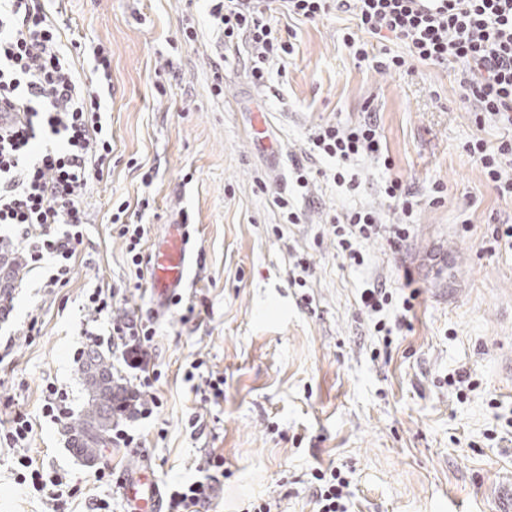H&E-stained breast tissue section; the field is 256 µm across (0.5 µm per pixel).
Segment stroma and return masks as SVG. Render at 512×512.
Instances as JSON below:
<instances>
[{
	"label": "stroma",
	"mask_w": 512,
	"mask_h": 512,
	"mask_svg": "<svg viewBox=\"0 0 512 512\" xmlns=\"http://www.w3.org/2000/svg\"><path fill=\"white\" fill-rule=\"evenodd\" d=\"M63 41L101 43L112 52V94L104 107L112 127L111 170L85 195L88 222L67 286L48 289L50 261L23 268L13 309L0 321V435L14 412L33 425L24 447L0 438V512H86L104 499L112 512L126 504L115 482H96L94 469L120 470L127 448L102 449L95 465L70 448L67 424L42 413L52 383L73 412L85 392L75 358L87 347L89 315L82 303L99 286L119 290L114 315H149L148 286L129 284L125 245L111 222L113 205L146 197L144 253L167 224H193L192 265L184 305L156 321L152 358L162 376V405L127 429L142 443L161 487L195 479L211 452L224 455L216 512H244L250 501L275 500L272 512H315L313 468L351 472L349 512H504L512 505V250L492 249L493 230L512 223V199L500 198L465 150L496 144L512 130L477 124L460 102L453 70L427 64L412 74L358 65L343 43L355 22L334 12L315 22L279 10L273 20L294 36V52L253 87L246 48L224 45L206 0H49ZM193 22L195 43L183 45ZM224 92L214 95L213 65ZM379 117L395 166L364 159L352 170L358 190L318 181L303 198L295 163L331 168L310 156L312 128L332 120L358 122L365 106ZM265 113V134L253 129ZM157 176L143 186L147 169ZM401 175L418 194L442 182L444 198L422 205L400 253L385 241L364 246V266H343L329 215L375 207L395 222L380 189ZM286 192L301 220L284 223L274 203ZM456 261L432 259L443 244ZM307 257L305 286L293 283L295 257ZM391 288H419L413 329L395 338L390 357L360 311L373 278ZM204 306L185 319L187 304ZM40 335L24 337L30 316ZM224 376V399L202 400L184 378L194 359ZM471 374L478 388L457 398L446 378ZM497 408H490V401ZM201 416L202 436L188 419ZM44 472L67 474L75 497L52 502L20 484L21 456Z\"/></svg>",
	"instance_id": "obj_1"
}]
</instances>
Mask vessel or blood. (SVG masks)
Wrapping results in <instances>:
<instances>
[{
    "label": "vessel or blood",
    "instance_id": "b4317fda",
    "mask_svg": "<svg viewBox=\"0 0 512 512\" xmlns=\"http://www.w3.org/2000/svg\"><path fill=\"white\" fill-rule=\"evenodd\" d=\"M191 232L185 222L168 225L157 243L150 266V290L158 306L169 301L186 288L191 257ZM118 485L132 512H159L161 492L150 468L127 469L118 478Z\"/></svg>",
    "mask_w": 512,
    "mask_h": 512
}]
</instances>
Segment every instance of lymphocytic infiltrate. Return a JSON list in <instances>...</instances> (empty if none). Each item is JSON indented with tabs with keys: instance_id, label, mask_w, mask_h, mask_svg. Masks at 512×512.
I'll use <instances>...</instances> for the list:
<instances>
[{
	"instance_id": "1",
	"label": "lymphocytic infiltrate",
	"mask_w": 512,
	"mask_h": 512,
	"mask_svg": "<svg viewBox=\"0 0 512 512\" xmlns=\"http://www.w3.org/2000/svg\"><path fill=\"white\" fill-rule=\"evenodd\" d=\"M45 2L0 0V101L12 102L24 114L22 121L0 128V224L18 229L29 267L53 259L46 285L54 288L71 281L88 222L86 188L111 166L112 132L101 100L103 91L112 87V69L110 50L98 44L90 51L91 75L77 74L74 50L62 44ZM281 6L310 22L332 9L350 14L356 28L344 33L343 42L358 62L378 72L410 73L419 63L459 65L461 100L476 121L491 119L512 127V0H210L209 14L225 43L248 45L250 74L258 87L266 85L271 65L294 52L292 42L271 22ZM368 34L394 37L407 52L370 55L364 40ZM40 129L57 138L60 148L32 155ZM309 143L310 155L338 161L332 181L353 190L357 182L347 179L352 162L370 158L387 167L392 164L376 114L369 108L355 124L318 125ZM465 149L497 194L512 198V138L493 146L476 139ZM381 195L399 213L398 222L384 223L373 208L329 219L338 253L351 266L364 265L362 247L369 241L384 240L396 251L410 237L412 217L421 205L417 193L395 176L385 182ZM129 208V203H120L111 220L118 224L130 264L138 272L144 263L146 229L132 219ZM418 297L413 288L401 302H394L383 281L363 289L361 305L375 315L374 331L384 346H391L394 334L411 330L409 314ZM392 307L397 310L394 322L382 320V312ZM109 334L127 367L138 373L133 393L149 398L140 414L150 417L160 406L153 394L161 377L150 352L154 324L139 316L113 317ZM223 471V454L210 453L199 479L169 492L167 512H211L212 484ZM311 479L316 512H348L349 481L340 468L313 469Z\"/></svg>"
}]
</instances>
